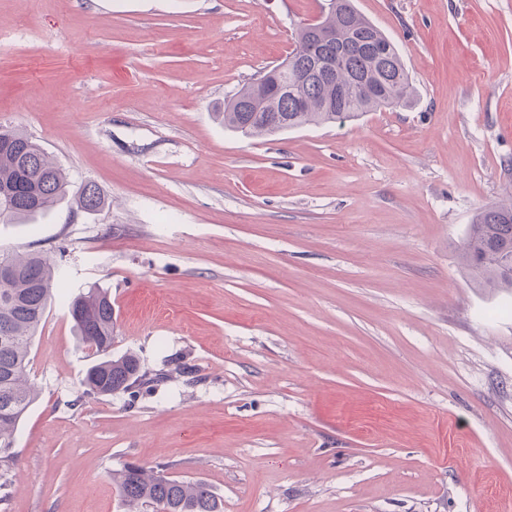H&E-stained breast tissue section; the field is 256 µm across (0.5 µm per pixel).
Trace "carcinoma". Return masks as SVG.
Returning <instances> with one entry per match:
<instances>
[{
  "label": "carcinoma",
  "mask_w": 512,
  "mask_h": 512,
  "mask_svg": "<svg viewBox=\"0 0 512 512\" xmlns=\"http://www.w3.org/2000/svg\"><path fill=\"white\" fill-rule=\"evenodd\" d=\"M335 7L315 23L298 27L288 65L268 70L271 83L288 79L290 90L257 92L249 83L224 102V126L247 136H271L308 125L357 118L381 107L406 106L413 89L393 43L354 6ZM351 86L336 99V86ZM84 212L105 205L92 183L72 184L64 169L24 132H0V223L29 222L65 197ZM480 288H512V201L485 207L476 217L461 254ZM10 277L0 281V512H7L12 473L18 465L14 432L37 392L29 379L30 351L57 300L68 310L94 361L83 381V398L127 394L137 398L166 378L150 373L127 353L112 356L115 323L107 290L92 286L72 297L55 262L37 251L0 253ZM129 512H222L209 486L129 465L113 475Z\"/></svg>",
  "instance_id": "carcinoma-1"
}]
</instances>
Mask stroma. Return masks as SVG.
Masks as SVG:
<instances>
[{
    "label": "stroma",
    "instance_id": "35a3bbf8",
    "mask_svg": "<svg viewBox=\"0 0 512 512\" xmlns=\"http://www.w3.org/2000/svg\"><path fill=\"white\" fill-rule=\"evenodd\" d=\"M414 96L276 136L215 112L328 0H0V127L107 197L0 224L108 289L153 392L81 400L49 308L8 512H127L126 465L224 512H512V289L460 253L512 197V0H354Z\"/></svg>",
    "mask_w": 512,
    "mask_h": 512
}]
</instances>
